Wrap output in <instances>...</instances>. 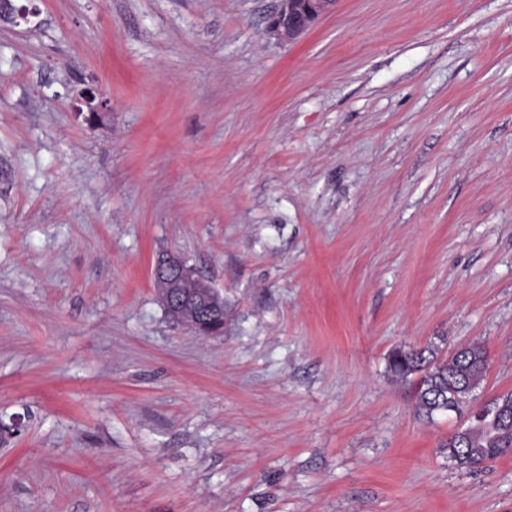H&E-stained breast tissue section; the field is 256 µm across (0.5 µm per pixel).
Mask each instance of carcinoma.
Masks as SVG:
<instances>
[{
  "instance_id": "1",
  "label": "carcinoma",
  "mask_w": 512,
  "mask_h": 512,
  "mask_svg": "<svg viewBox=\"0 0 512 512\" xmlns=\"http://www.w3.org/2000/svg\"><path fill=\"white\" fill-rule=\"evenodd\" d=\"M488 361L480 345L464 347L448 359H438L436 349H399L389 356V369L399 377L422 374L417 392V408L431 419L437 413L457 411L483 379ZM475 423L459 429L461 437L444 444L448 457L460 469L472 470L512 452V422L501 414H512V393L498 396L483 408Z\"/></svg>"
}]
</instances>
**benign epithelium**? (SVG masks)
Here are the masks:
<instances>
[{"instance_id":"7a95c632","label":"benign epithelium","mask_w":512,"mask_h":512,"mask_svg":"<svg viewBox=\"0 0 512 512\" xmlns=\"http://www.w3.org/2000/svg\"><path fill=\"white\" fill-rule=\"evenodd\" d=\"M276 10L270 17L269 31L278 38L293 41L304 35L316 22L328 14L336 4V0H277ZM101 112L109 109V105L101 99L100 92L95 88L81 91L79 105L75 111L83 110ZM155 282L160 285L162 299L169 313L178 321L196 327L193 308L203 304L220 320L224 319V300L207 282L199 279L193 268L177 256L163 254L159 256L153 268ZM184 282L196 283L197 293L188 298L184 295L174 299L178 289Z\"/></svg>"}]
</instances>
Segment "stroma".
Listing matches in <instances>:
<instances>
[{
    "mask_svg": "<svg viewBox=\"0 0 512 512\" xmlns=\"http://www.w3.org/2000/svg\"><path fill=\"white\" fill-rule=\"evenodd\" d=\"M0 20V512H512V0H32ZM92 85L101 123L77 118ZM224 297L167 313L159 254ZM478 343L428 419L390 353ZM270 17L269 31L278 38L293 41L304 35L328 14L336 0H277ZM483 416H475V424L459 429L461 437H448L443 448L460 469L472 470L499 456L512 452V422L505 424L501 414H512V393L498 396L485 406Z\"/></svg>",
    "mask_w": 512,
    "mask_h": 512,
    "instance_id": "stroma-1",
    "label": "stroma"
}]
</instances>
